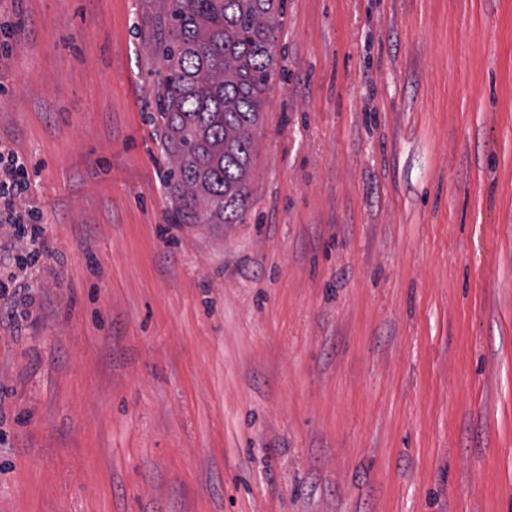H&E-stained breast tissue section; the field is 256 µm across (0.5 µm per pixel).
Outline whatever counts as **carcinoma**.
I'll list each match as a JSON object with an SVG mask.
<instances>
[{"label":"carcinoma","instance_id":"1","mask_svg":"<svg viewBox=\"0 0 512 512\" xmlns=\"http://www.w3.org/2000/svg\"><path fill=\"white\" fill-rule=\"evenodd\" d=\"M164 109L177 172V213L239 224L248 200L252 131L276 67V0H171Z\"/></svg>","mask_w":512,"mask_h":512}]
</instances>
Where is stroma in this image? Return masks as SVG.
Segmentation results:
<instances>
[{
  "instance_id": "35a3bbf8",
  "label": "stroma",
  "mask_w": 512,
  "mask_h": 512,
  "mask_svg": "<svg viewBox=\"0 0 512 512\" xmlns=\"http://www.w3.org/2000/svg\"><path fill=\"white\" fill-rule=\"evenodd\" d=\"M169 6L0 0V512H512V0H283L239 224L177 213ZM5 151L6 148L0 146V200L3 199L7 206L14 211L16 199L28 192L30 183L17 178V166L15 168L12 162V152L5 153ZM2 173L5 174V177L2 176Z\"/></svg>"
}]
</instances>
